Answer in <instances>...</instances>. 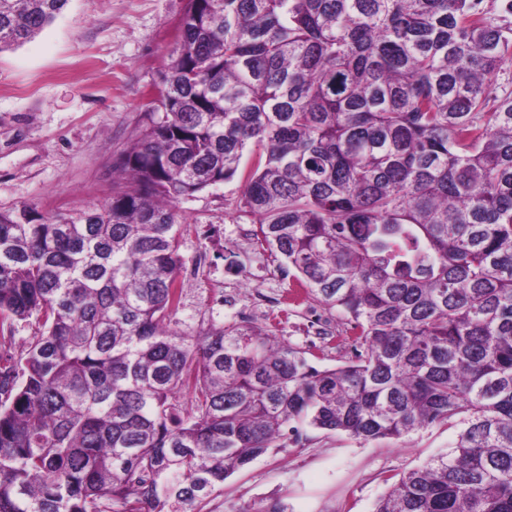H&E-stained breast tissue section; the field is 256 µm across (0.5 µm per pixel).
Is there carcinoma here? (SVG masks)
I'll return each mask as SVG.
<instances>
[{
	"instance_id": "1",
	"label": "carcinoma",
	"mask_w": 512,
	"mask_h": 512,
	"mask_svg": "<svg viewBox=\"0 0 512 512\" xmlns=\"http://www.w3.org/2000/svg\"><path fill=\"white\" fill-rule=\"evenodd\" d=\"M67 2L0 0V52ZM481 2L187 0L114 162L130 186L77 219L0 212V512H209L304 425L457 428L374 512H512V28ZM248 148L237 207L347 321L343 365L177 318L176 204Z\"/></svg>"
}]
</instances>
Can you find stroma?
Segmentation results:
<instances>
[{"label": "stroma", "instance_id": "stroma-1", "mask_svg": "<svg viewBox=\"0 0 512 512\" xmlns=\"http://www.w3.org/2000/svg\"><path fill=\"white\" fill-rule=\"evenodd\" d=\"M186 0H69L40 34L0 52V212L78 217L125 186L112 160L131 142L175 48ZM242 176L180 201L187 223L180 252L195 274L187 281L182 321L193 329L233 324L226 285L242 303L263 291L267 272L292 283L285 265L253 234L230 237L246 223L236 209ZM282 322L260 313L247 324L309 350L323 367L344 364L352 346L345 321L306 293L289 296ZM225 480L211 512H262L271 502L287 512H374L385 479L421 467L452 447L458 431L420 429L402 439L362 441L303 428Z\"/></svg>", "mask_w": 512, "mask_h": 512}]
</instances>
